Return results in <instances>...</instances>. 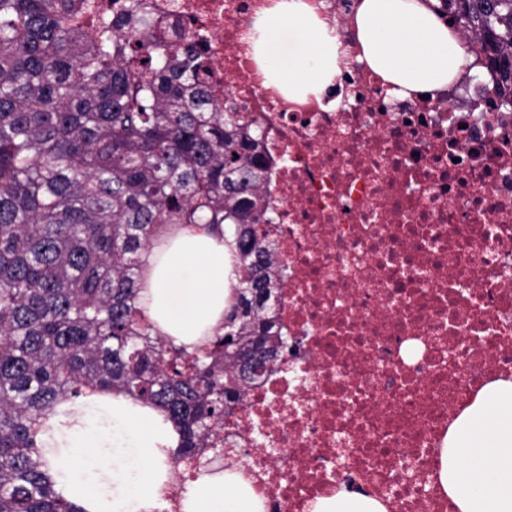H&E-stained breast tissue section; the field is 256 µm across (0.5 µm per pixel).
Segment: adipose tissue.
<instances>
[{"label":"adipose tissue","mask_w":512,"mask_h":512,"mask_svg":"<svg viewBox=\"0 0 512 512\" xmlns=\"http://www.w3.org/2000/svg\"><path fill=\"white\" fill-rule=\"evenodd\" d=\"M350 25L359 61L397 98L447 89L469 63L430 0H357ZM245 38L271 83L289 95L320 93L340 71L336 30L308 0H276ZM144 260L141 302L156 329L179 346L203 344L223 325L237 281L223 236L183 224ZM178 441L163 411L98 390L55 405L36 433L55 492L76 512H157L175 479ZM438 480L453 512H512V380L486 385L456 420ZM181 512L266 507L232 466L187 482Z\"/></svg>","instance_id":"1"}]
</instances>
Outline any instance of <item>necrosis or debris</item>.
<instances>
[{"mask_svg":"<svg viewBox=\"0 0 512 512\" xmlns=\"http://www.w3.org/2000/svg\"><path fill=\"white\" fill-rule=\"evenodd\" d=\"M345 56L321 96L268 85L244 35L272 0H146L198 42L221 107L265 166L287 341L219 432L267 512L349 485L387 512H452L436 451L512 378V106L498 77L397 99L358 61L355 0H313Z\"/></svg>","mask_w":512,"mask_h":512,"instance_id":"necrosis-or-debris-1","label":"necrosis or debris"}]
</instances>
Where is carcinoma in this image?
I'll return each mask as SVG.
<instances>
[{"label": "carcinoma", "mask_w": 512, "mask_h": 512, "mask_svg": "<svg viewBox=\"0 0 512 512\" xmlns=\"http://www.w3.org/2000/svg\"><path fill=\"white\" fill-rule=\"evenodd\" d=\"M512 83V0H443ZM72 0H0V512H75L55 493L38 419L85 388L164 411L175 462L217 442L224 410L272 368L266 297L277 244L259 232L265 168L220 112L195 43L148 46L143 0L98 18ZM176 224L224 228L238 272L224 325L198 350L139 307L143 256ZM261 352L245 374L237 355Z\"/></svg>", "instance_id": "1"}]
</instances>
